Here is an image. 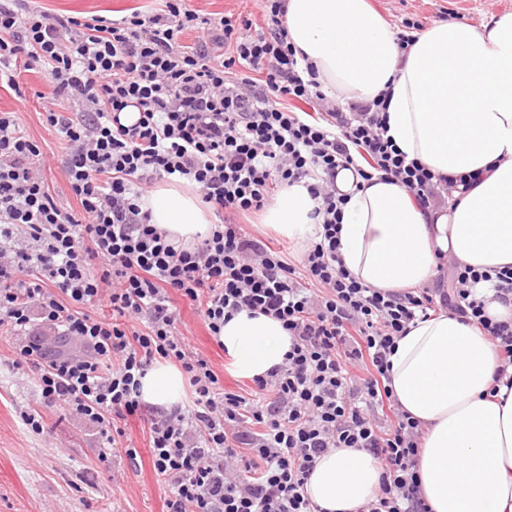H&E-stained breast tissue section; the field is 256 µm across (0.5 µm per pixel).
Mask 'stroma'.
<instances>
[{
	"mask_svg": "<svg viewBox=\"0 0 512 512\" xmlns=\"http://www.w3.org/2000/svg\"><path fill=\"white\" fill-rule=\"evenodd\" d=\"M393 26L412 19L481 24L506 12L512 0H370ZM30 7L65 17L101 15L116 18L135 8L154 12L156 0H30ZM19 92L0 91V112L16 113L24 131L51 158L47 182L56 193L67 190L59 156L64 142L42 120L41 98L49 94L42 67L21 72ZM180 329L193 351L209 360L224 389L246 392L249 382L232 374L229 356L203 324L196 307L179 302ZM7 335L0 334V512H162L168 487L151 465L149 435L140 417L123 427L138 451L136 461L107 456L96 424L61 407L41 408L33 377L13 367ZM41 409L43 433L23 425L21 415Z\"/></svg>",
	"mask_w": 512,
	"mask_h": 512,
	"instance_id": "obj_1",
	"label": "stroma"
}]
</instances>
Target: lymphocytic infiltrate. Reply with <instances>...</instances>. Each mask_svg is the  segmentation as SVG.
<instances>
[{
	"label": "lymphocytic infiltrate",
	"instance_id": "f902f5d3",
	"mask_svg": "<svg viewBox=\"0 0 512 512\" xmlns=\"http://www.w3.org/2000/svg\"><path fill=\"white\" fill-rule=\"evenodd\" d=\"M0 0V87L44 68V122L65 143L67 194L51 192L44 155L14 113H0V327L15 368L30 371L42 406L97 423L104 447L136 460L122 420L144 416L165 512H320L304 493L318 459L358 448L384 471L360 512H431L415 461L423 429L396 402L389 357L408 326L446 310L476 324L512 368V322L485 314L480 283L512 302V268L449 262V283L403 292L356 280L340 257L346 195L338 169L403 184L429 209L480 175L440 178L387 134V95L337 106L313 64L288 42L285 0H259L261 23L201 13L189 0L118 18L64 17ZM195 41L183 42L185 33ZM136 109L137 120L120 116ZM188 184L217 219L189 246L171 242L142 202L153 185ZM305 183L315 233L299 259L242 216L276 188ZM196 305L211 336L242 311L282 322L284 363L229 392L191 350L175 304ZM107 315H97V308ZM80 341L47 355L34 323ZM178 367L189 410L140 400L156 361Z\"/></svg>",
	"mask_w": 512,
	"mask_h": 512
}]
</instances>
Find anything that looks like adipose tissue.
I'll return each instance as SVG.
<instances>
[{"label":"adipose tissue","instance_id":"ef3b65f1","mask_svg":"<svg viewBox=\"0 0 512 512\" xmlns=\"http://www.w3.org/2000/svg\"><path fill=\"white\" fill-rule=\"evenodd\" d=\"M285 25L328 95L369 101L390 91L388 134L408 157L438 176L484 173L457 201L424 211L400 183L339 169L345 268L366 285L400 291L432 284L444 254L481 270L512 265V13L479 26L432 24L404 52L367 0H286ZM147 206L153 223L185 244L211 227L198 197L177 187H157ZM313 209L296 184L281 188L263 219L301 242L314 234ZM220 341L245 379L281 365L290 347L280 321L246 311L225 323ZM389 360L396 401L424 429L416 471L432 512H512V395L489 394L496 346L476 325L440 312L409 326ZM183 385L176 366L157 362L141 380V399L171 410ZM381 477L370 453L335 448L305 492L322 512H358Z\"/></svg>","mask_w":512,"mask_h":512}]
</instances>
